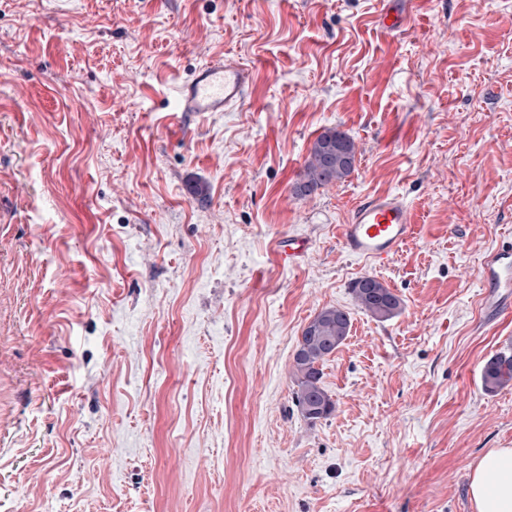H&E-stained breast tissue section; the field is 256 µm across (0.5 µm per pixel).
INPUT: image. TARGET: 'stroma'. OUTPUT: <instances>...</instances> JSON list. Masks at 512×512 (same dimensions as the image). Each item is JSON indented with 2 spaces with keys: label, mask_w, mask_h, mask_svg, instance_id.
Here are the masks:
<instances>
[{
  "label": "stroma",
  "mask_w": 512,
  "mask_h": 512,
  "mask_svg": "<svg viewBox=\"0 0 512 512\" xmlns=\"http://www.w3.org/2000/svg\"><path fill=\"white\" fill-rule=\"evenodd\" d=\"M383 2L0 0V512H476L512 448V386L481 383L512 313L480 307L512 241V0H414L396 37ZM222 57L245 104L170 111ZM330 127L355 170L296 196ZM380 192L418 234L370 267L337 226ZM367 275L394 317L357 306ZM330 306L352 327L311 425L293 355ZM351 290L357 305L375 318L386 320L402 309V299L376 277L358 278ZM469 488L477 512H512V448H493L481 457Z\"/></svg>",
  "instance_id": "stroma-1"
}]
</instances>
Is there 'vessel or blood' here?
I'll use <instances>...</instances> for the list:
<instances>
[{
	"instance_id": "b4317fda",
	"label": "vessel or blood",
	"mask_w": 512,
	"mask_h": 512,
	"mask_svg": "<svg viewBox=\"0 0 512 512\" xmlns=\"http://www.w3.org/2000/svg\"><path fill=\"white\" fill-rule=\"evenodd\" d=\"M412 0H393L383 9L379 23L398 35L405 28ZM255 72L238 60L222 58L200 66L177 90L181 112H228L246 99ZM414 214L406 199L383 193L365 197L338 227V243L347 255L376 266L390 263L414 237ZM480 277L481 307L488 318L512 312V241L504 242L484 259Z\"/></svg>"
}]
</instances>
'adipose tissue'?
I'll list each match as a JSON object with an SVG mask.
<instances>
[{"label":"adipose tissue","mask_w":512,"mask_h":512,"mask_svg":"<svg viewBox=\"0 0 512 512\" xmlns=\"http://www.w3.org/2000/svg\"><path fill=\"white\" fill-rule=\"evenodd\" d=\"M469 488L477 512H512V448H494L481 457Z\"/></svg>","instance_id":"ef3b65f1"}]
</instances>
